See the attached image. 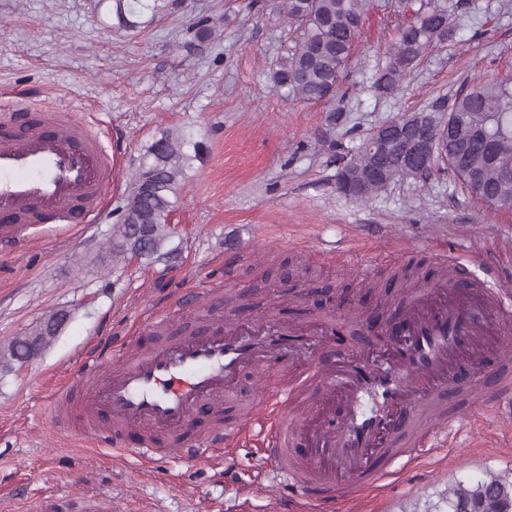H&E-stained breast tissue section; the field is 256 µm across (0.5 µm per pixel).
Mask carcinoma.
Segmentation results:
<instances>
[{
	"label": "carcinoma",
	"mask_w": 512,
	"mask_h": 512,
	"mask_svg": "<svg viewBox=\"0 0 512 512\" xmlns=\"http://www.w3.org/2000/svg\"><path fill=\"white\" fill-rule=\"evenodd\" d=\"M453 0L423 10L424 17L400 26L388 61L376 68L372 87L381 95L399 91L421 58L452 36ZM296 36L287 56L274 71L273 82L305 103L336 98V84L360 32V0H278ZM454 126L448 131V167L468 190L481 185L486 203L512 209V78L489 80L457 95L448 105ZM181 145L168 136L157 140L150 160L132 183L128 203L115 233V247L137 255L154 254L166 238L171 197L177 194L183 169ZM418 178L409 172L391 146L368 137L338 173V187L347 196L366 201L399 179ZM53 338L40 323L8 349L14 361L27 359ZM448 512H512V481L497 477L448 492Z\"/></svg>",
	"instance_id": "obj_1"
}]
</instances>
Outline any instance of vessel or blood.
Listing matches in <instances>:
<instances>
[{
    "instance_id": "obj_1",
    "label": "vessel or blood",
    "mask_w": 512,
    "mask_h": 512,
    "mask_svg": "<svg viewBox=\"0 0 512 512\" xmlns=\"http://www.w3.org/2000/svg\"><path fill=\"white\" fill-rule=\"evenodd\" d=\"M20 104L0 110V244L20 247L36 225L87 224L112 187L111 147L78 115L38 112L16 126ZM215 283L195 296L192 314L204 328L134 353L106 348L85 358L60 388L52 421L68 416L76 435L119 453L122 429L148 432L136 455L160 454L153 433L176 438L174 452L194 462L227 441L245 445L249 424L262 422L264 469L293 491L292 512L308 503H346L378 486L403 459L431 455L461 424V395L480 396L499 416L512 415V356L491 348L512 317V285L458 269L450 287L420 288L404 304L405 336L322 360L301 371L289 348L318 352L334 327L314 335L275 320L250 330L212 304ZM267 368L274 386L254 397L241 421L195 434L198 415L237 400L243 369ZM312 400L313 416L288 412Z\"/></svg>"
}]
</instances>
